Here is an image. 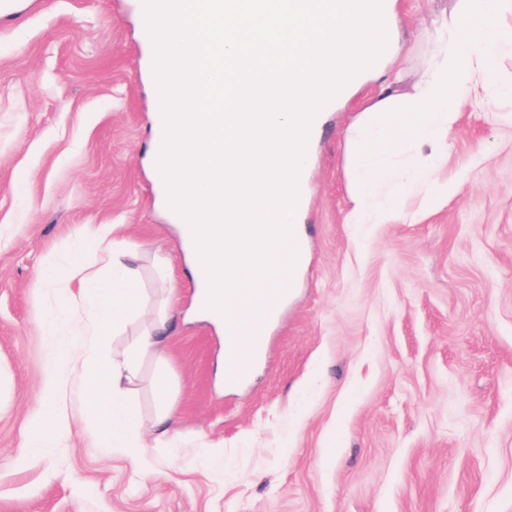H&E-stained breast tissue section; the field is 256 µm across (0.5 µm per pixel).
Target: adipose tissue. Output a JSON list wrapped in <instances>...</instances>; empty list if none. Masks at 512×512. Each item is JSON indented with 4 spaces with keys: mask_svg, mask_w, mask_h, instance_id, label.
<instances>
[{
    "mask_svg": "<svg viewBox=\"0 0 512 512\" xmlns=\"http://www.w3.org/2000/svg\"><path fill=\"white\" fill-rule=\"evenodd\" d=\"M92 248L95 264L75 262L68 268L66 277L80 284L71 300L88 310L89 333L95 336L108 327L120 330L140 306L143 288L134 255L123 252L102 236L93 241ZM105 267L111 269V278L101 276L100 271ZM167 330V318H160L135 345L133 354L113 362L111 367H104L91 354L82 360L86 397L108 446L132 457L137 456L139 447L132 438L137 409L129 398V387L139 374L138 356L161 355Z\"/></svg>",
    "mask_w": 512,
    "mask_h": 512,
    "instance_id": "adipose-tissue-1",
    "label": "adipose tissue"
}]
</instances>
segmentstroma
Returning a JSON list of instances; mask_svg holds the SVG:
<instances>
[{
  "label": "stroma",
  "mask_w": 512,
  "mask_h": 512,
  "mask_svg": "<svg viewBox=\"0 0 512 512\" xmlns=\"http://www.w3.org/2000/svg\"><path fill=\"white\" fill-rule=\"evenodd\" d=\"M452 0H395L391 49L414 78ZM139 0H25L0 18V512H512V98L472 95L448 134L454 192L395 224H349L347 127L374 82L324 113L299 215L307 257L239 388L217 379L224 333L193 314L175 224L145 158L156 90ZM111 229L140 256L144 305L90 340L40 282ZM166 363L131 398L140 460L105 447L71 362L123 358L159 312ZM166 371L174 415L153 389ZM62 447L29 437L43 408Z\"/></svg>",
  "instance_id": "stroma-1"
}]
</instances>
